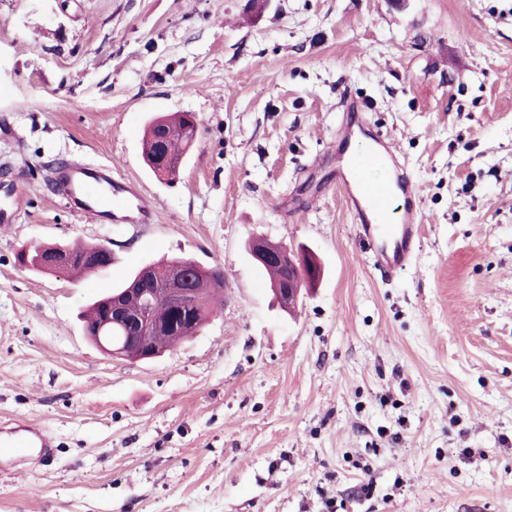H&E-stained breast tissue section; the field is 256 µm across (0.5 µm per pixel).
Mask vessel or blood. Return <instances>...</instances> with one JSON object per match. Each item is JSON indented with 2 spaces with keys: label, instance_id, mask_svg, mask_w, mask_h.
<instances>
[{
  "label": "vessel or blood",
  "instance_id": "vessel-or-blood-1",
  "mask_svg": "<svg viewBox=\"0 0 512 512\" xmlns=\"http://www.w3.org/2000/svg\"><path fill=\"white\" fill-rule=\"evenodd\" d=\"M53 181L76 212L99 224H149L154 211L136 186L117 181L109 166L62 162ZM336 186L368 243L376 267L391 276L414 261L420 247L418 197L389 146L359 154L343 152L336 166ZM0 446L18 456L51 457V442L36 426L0 429Z\"/></svg>",
  "mask_w": 512,
  "mask_h": 512
}]
</instances>
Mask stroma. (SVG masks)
Masks as SVG:
<instances>
[{
  "label": "stroma",
  "mask_w": 512,
  "mask_h": 512,
  "mask_svg": "<svg viewBox=\"0 0 512 512\" xmlns=\"http://www.w3.org/2000/svg\"><path fill=\"white\" fill-rule=\"evenodd\" d=\"M168 112L199 122L171 184L141 147ZM351 121L418 194L390 278L334 183ZM60 157L138 183L154 223L71 210ZM1 204L0 426L57 448L0 456V512H512V0H0ZM254 238L320 265L295 309ZM73 240L111 267L17 261ZM170 256L224 271L195 337L132 361L83 336L92 298ZM68 247H76L77 249L69 250L67 249ZM64 249L71 254L72 261L68 268L67 264L65 263V259H59L53 262L51 267L57 273L66 272V269L67 271L75 273L96 272L102 270V254L108 251L104 242L95 244H84L80 242L76 244H43L34 246L29 249H22L18 259L20 260L21 264H24L25 255L27 254L26 259L29 263V266H31L33 270L42 273H50V271H46V269L49 267L47 264L49 259Z\"/></svg>",
  "instance_id": "stroma-1"
}]
</instances>
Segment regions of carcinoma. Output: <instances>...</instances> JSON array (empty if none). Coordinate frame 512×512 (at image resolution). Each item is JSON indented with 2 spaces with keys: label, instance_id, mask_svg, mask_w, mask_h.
I'll list each match as a JSON object with an SVG mask.
<instances>
[{
  "label": "carcinoma",
  "instance_id": "obj_1",
  "mask_svg": "<svg viewBox=\"0 0 512 512\" xmlns=\"http://www.w3.org/2000/svg\"><path fill=\"white\" fill-rule=\"evenodd\" d=\"M192 120V113L178 112L174 115H162L150 121L144 144V161L152 172H164L165 181H175L181 171L183 159L188 154L193 144V132L186 131L187 123ZM74 247L70 251L72 261L68 271L75 273L96 272L101 270L102 254L107 251L105 243L95 244L76 243L43 244L20 252V262H28L29 266L37 272H46L48 261L56 253L68 247ZM175 262L185 265V275L190 278L192 287L201 288L208 292V301L203 309L191 308L178 311L171 307L165 300L155 298L152 307V316L155 321V331L152 338V346L164 350L181 341L186 335H195L209 318L212 308L217 304L219 295L217 289L223 286V274L217 267L205 268L193 259L186 257H172L166 261L155 264V278L143 280L139 272H134L127 277L122 284L112 289V295H106L93 301L87 311L82 315L83 331L89 339L97 335H106L102 324L108 314L107 303L111 296L124 291L127 288H155L161 283V276L166 269ZM140 316L139 307L125 305L122 308V318H112V345L121 346L128 337L137 335L136 319Z\"/></svg>",
  "mask_w": 512,
  "mask_h": 512
}]
</instances>
